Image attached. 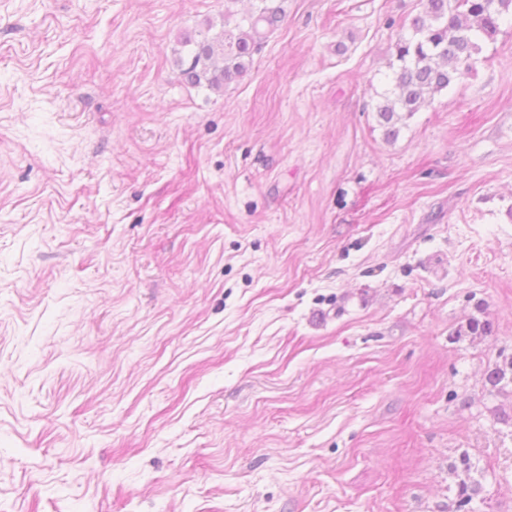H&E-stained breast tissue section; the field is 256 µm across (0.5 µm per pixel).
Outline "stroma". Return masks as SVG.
<instances>
[{"mask_svg":"<svg viewBox=\"0 0 512 512\" xmlns=\"http://www.w3.org/2000/svg\"><path fill=\"white\" fill-rule=\"evenodd\" d=\"M423 0H0V512H512V24L386 141ZM485 308L494 335L453 337ZM255 1L259 3L256 11L239 18L232 9L237 0H225L218 31L200 40L189 35L181 40L182 47L192 46L187 61L182 56L177 60L185 83L220 91L247 72L254 53L284 14L283 0ZM509 383L512 384V359L502 364L495 362L492 366H487L486 384H489L492 389L502 390ZM461 472L464 474V478H461L458 482V494L456 501L455 512H473L470 509V505L474 498L479 496L482 491L480 482L475 481L470 476L471 464L469 457L464 455L460 458Z\"/></svg>","mask_w":512,"mask_h":512,"instance_id":"stroma-1","label":"stroma"}]
</instances>
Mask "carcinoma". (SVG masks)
Returning a JSON list of instances; mask_svg holds the SVG:
<instances>
[{
	"label": "carcinoma",
	"mask_w": 512,
	"mask_h": 512,
	"mask_svg": "<svg viewBox=\"0 0 512 512\" xmlns=\"http://www.w3.org/2000/svg\"><path fill=\"white\" fill-rule=\"evenodd\" d=\"M237 0H224L221 27L215 33L196 40L186 36L181 45L190 47L189 59L179 58L177 65L183 81L193 87L205 86L220 91L243 76L254 53L281 21L283 0H256L254 13L237 17L232 6ZM512 17V0H426L424 9L412 17V34L399 38L389 63L391 88L374 106L378 126L385 140L395 141L406 121L417 112L426 98L445 90L472 67L479 52L478 41L493 37L501 23ZM481 316L467 320L466 328L454 336H490L494 321L479 310ZM486 383L501 390L512 384V360L496 362L486 368ZM464 478L458 482L455 512H471L470 505L482 491L480 482L470 476L467 455L460 458Z\"/></svg>",
	"instance_id": "1"
}]
</instances>
